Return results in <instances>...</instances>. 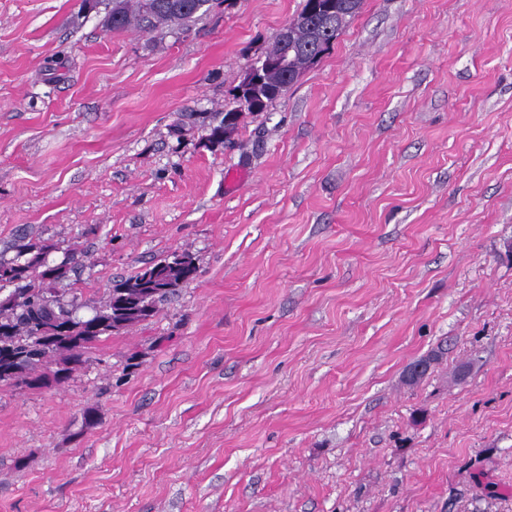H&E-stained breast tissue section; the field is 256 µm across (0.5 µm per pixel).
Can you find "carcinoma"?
I'll return each mask as SVG.
<instances>
[{
	"label": "carcinoma",
	"mask_w": 512,
	"mask_h": 512,
	"mask_svg": "<svg viewBox=\"0 0 512 512\" xmlns=\"http://www.w3.org/2000/svg\"><path fill=\"white\" fill-rule=\"evenodd\" d=\"M335 10L311 18L309 28H295L283 40L273 37L268 56L288 55L292 64L305 66L320 38H334L361 9L363 0H334ZM108 31L131 26L144 32L163 27H187L208 14L212 0H109L105 3ZM56 246L27 243L16 246L10 258L0 255V293L16 303H0V384L42 388L61 384L89 361L92 349L129 326L145 322L158 306L197 277L194 258L173 270L171 258L154 263L109 290L89 317L80 315L79 288L57 285L80 262V255L64 251L63 259L49 262Z\"/></svg>",
	"instance_id": "obj_1"
}]
</instances>
